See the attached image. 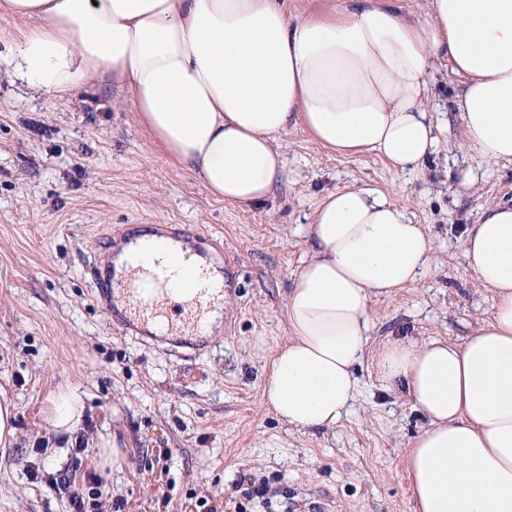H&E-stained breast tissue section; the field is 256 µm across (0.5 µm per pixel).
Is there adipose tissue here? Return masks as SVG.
I'll return each mask as SVG.
<instances>
[{"label": "adipose tissue", "mask_w": 512, "mask_h": 512, "mask_svg": "<svg viewBox=\"0 0 512 512\" xmlns=\"http://www.w3.org/2000/svg\"><path fill=\"white\" fill-rule=\"evenodd\" d=\"M25 23L0 69L65 96L102 74L131 93L140 121L215 198L242 208L288 178L278 141L306 128L342 153L373 151L399 170L426 164L438 138L434 71L463 77L464 137L481 164L512 165V0H345L335 14L289 15L282 0H0ZM310 256L287 295L290 341L262 400L288 425L331 429L356 397L371 299L431 268L422 225L375 189L327 193L305 228ZM160 233L123 244V278ZM464 254L491 288L489 322L462 344L384 345L381 378L402 384L427 426L405 467L414 512H512V204L488 206Z\"/></svg>", "instance_id": "ef3b65f1"}]
</instances>
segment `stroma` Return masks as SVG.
I'll return each instance as SVG.
<instances>
[{
	"mask_svg": "<svg viewBox=\"0 0 512 512\" xmlns=\"http://www.w3.org/2000/svg\"><path fill=\"white\" fill-rule=\"evenodd\" d=\"M462 80L439 68L429 101L437 152L415 171L376 152L343 155L302 127L281 143L289 175L265 203L215 199L169 158L111 80L72 95L32 91L0 72V401L17 437L0 447V512H71L49 481L67 472L95 512H412L404 456L427 420L371 358L357 399L330 430L289 428L262 401L266 365L289 339L286 299L308 250L303 226L322 197L382 191L433 242L428 276L370 305V346L462 343L493 310L463 240L482 210L512 201V165L475 164L454 99ZM165 226L206 236L229 257L224 330L210 348L126 329L96 284L117 242ZM73 390L84 410L75 453L49 415ZM264 497L249 499L251 482Z\"/></svg>",
	"mask_w": 512,
	"mask_h": 512,
	"instance_id": "obj_1",
	"label": "stroma"
}]
</instances>
